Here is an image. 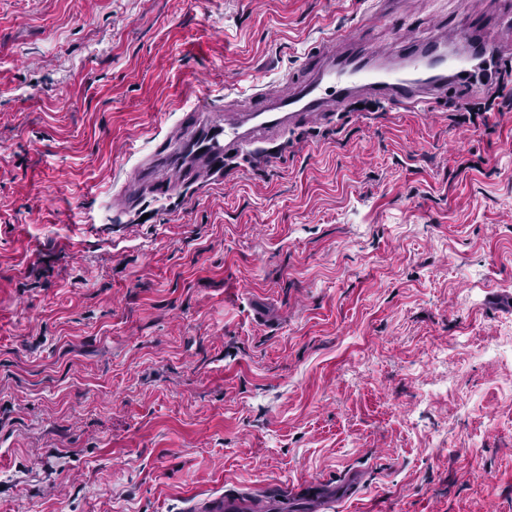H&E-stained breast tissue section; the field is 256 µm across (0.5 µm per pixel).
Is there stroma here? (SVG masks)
<instances>
[{"label": "stroma", "mask_w": 512, "mask_h": 512, "mask_svg": "<svg viewBox=\"0 0 512 512\" xmlns=\"http://www.w3.org/2000/svg\"><path fill=\"white\" fill-rule=\"evenodd\" d=\"M0 0V512H512V112L305 122L135 183L339 30L512 0Z\"/></svg>", "instance_id": "35a3bbf8"}]
</instances>
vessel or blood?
<instances>
[{"label":"vessel or blood","mask_w":512,"mask_h":512,"mask_svg":"<svg viewBox=\"0 0 512 512\" xmlns=\"http://www.w3.org/2000/svg\"><path fill=\"white\" fill-rule=\"evenodd\" d=\"M472 20L458 27L464 54L449 52L445 42L433 36L400 34V62L396 65L373 61L370 55H343L337 46H352L359 36L339 32L322 44L291 76L287 95L261 90L252 95L242 120L203 127L194 139V157L199 166L220 171L224 157L245 151L301 123L333 116L360 100L418 108L445 94L449 84L463 82L476 61L502 55L503 45L495 40L476 39Z\"/></svg>","instance_id":"obj_1"}]
</instances>
